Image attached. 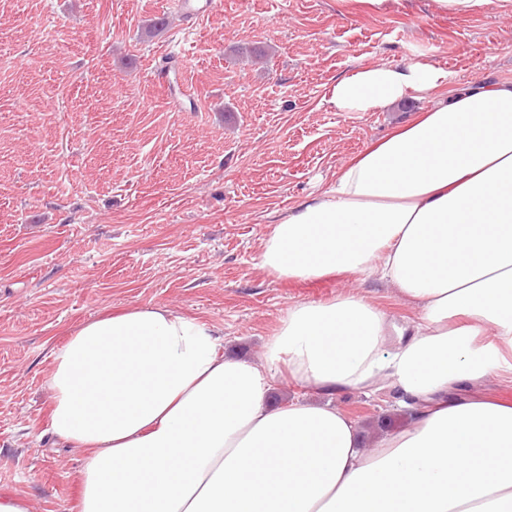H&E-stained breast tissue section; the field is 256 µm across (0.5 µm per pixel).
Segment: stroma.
<instances>
[{
  "label": "stroma",
  "mask_w": 512,
  "mask_h": 512,
  "mask_svg": "<svg viewBox=\"0 0 512 512\" xmlns=\"http://www.w3.org/2000/svg\"><path fill=\"white\" fill-rule=\"evenodd\" d=\"M418 59L512 80V0H216L192 23L175 0H0V497L80 512L82 452L52 432L47 377L87 320L164 304L257 361L296 302L352 291L414 318L377 278L279 281L260 255L273 222L424 107L339 112L330 87ZM330 399L372 436L407 418L390 387Z\"/></svg>",
  "instance_id": "35a3bbf8"
}]
</instances>
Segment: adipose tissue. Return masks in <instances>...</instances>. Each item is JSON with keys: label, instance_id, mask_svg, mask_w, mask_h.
Here are the masks:
<instances>
[{"label": "adipose tissue", "instance_id": "1", "mask_svg": "<svg viewBox=\"0 0 512 512\" xmlns=\"http://www.w3.org/2000/svg\"><path fill=\"white\" fill-rule=\"evenodd\" d=\"M453 79L418 60L336 80L340 112L427 107L276 221L260 257L281 281L379 275L418 320L354 293L299 302L257 362L166 305L83 323L48 376L53 429L84 451L81 512H512V405L450 396L512 378V80ZM283 371L319 400L270 406ZM383 380L413 416L367 448L325 396Z\"/></svg>", "mask_w": 512, "mask_h": 512}]
</instances>
